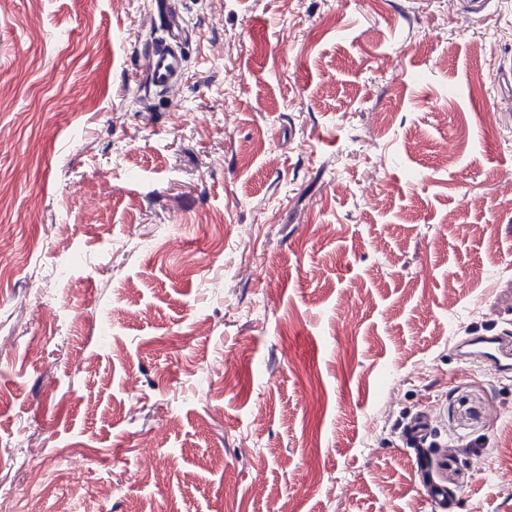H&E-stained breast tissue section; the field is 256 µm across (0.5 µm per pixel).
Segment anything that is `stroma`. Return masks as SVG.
I'll list each match as a JSON object with an SVG mask.
<instances>
[{"instance_id": "1", "label": "stroma", "mask_w": 512, "mask_h": 512, "mask_svg": "<svg viewBox=\"0 0 512 512\" xmlns=\"http://www.w3.org/2000/svg\"><path fill=\"white\" fill-rule=\"evenodd\" d=\"M173 7L169 96L155 0H0V497L512 512V0ZM170 2L159 0L157 13L161 16L165 37L160 43L146 47L143 57L151 87L159 92L179 84L184 71L182 53V24L178 15L170 12ZM455 349L461 357L500 360L511 357V339L501 336H473L455 343ZM431 428V413L424 410L416 414L407 426V445L418 447L427 438Z\"/></svg>"}]
</instances>
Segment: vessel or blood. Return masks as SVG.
Returning <instances> with one entry per match:
<instances>
[{
    "label": "vessel or blood",
    "mask_w": 512,
    "mask_h": 512,
    "mask_svg": "<svg viewBox=\"0 0 512 512\" xmlns=\"http://www.w3.org/2000/svg\"><path fill=\"white\" fill-rule=\"evenodd\" d=\"M157 12L161 18L164 38L160 43L146 47L143 57L151 87L160 92L179 84L183 77L181 47L182 24L178 15L170 12L169 0H158ZM461 357L497 360L512 356V341L500 336H473L456 342ZM431 428V413L424 410L416 414L407 426V443L418 447L427 438Z\"/></svg>",
    "instance_id": "1"
}]
</instances>
